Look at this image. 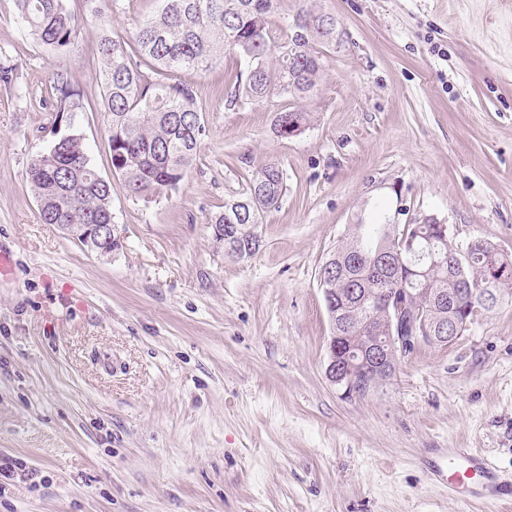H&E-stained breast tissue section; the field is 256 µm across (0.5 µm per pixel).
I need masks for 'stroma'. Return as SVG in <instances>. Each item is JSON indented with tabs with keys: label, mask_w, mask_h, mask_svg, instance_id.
<instances>
[{
	"label": "stroma",
	"mask_w": 512,
	"mask_h": 512,
	"mask_svg": "<svg viewBox=\"0 0 512 512\" xmlns=\"http://www.w3.org/2000/svg\"><path fill=\"white\" fill-rule=\"evenodd\" d=\"M342 32L301 134L292 99L228 106L240 59L181 73L205 135L176 189L146 202L112 175L92 61L99 21L49 53L0 0V456L24 476L0 512H512L460 503L420 467L477 448L512 484V289L447 347L416 346L392 380L350 398L326 376L318 273L358 218L435 215L459 246L512 257V0H316ZM112 182L119 244L91 252L43 223L26 178L55 119ZM286 191L227 257L211 218L269 162ZM313 117L312 112H307L302 106H293L283 112L276 113L274 120V132L279 135L295 136L302 132V129H288L289 125L303 127L304 130L310 125Z\"/></svg>",
	"instance_id": "stroma-1"
}]
</instances>
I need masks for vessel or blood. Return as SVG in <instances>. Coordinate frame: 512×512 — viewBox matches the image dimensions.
Masks as SVG:
<instances>
[{"label":"vessel or blood","mask_w":512,"mask_h":512,"mask_svg":"<svg viewBox=\"0 0 512 512\" xmlns=\"http://www.w3.org/2000/svg\"><path fill=\"white\" fill-rule=\"evenodd\" d=\"M429 479L445 486L461 502L480 500L492 504L506 491L491 458L472 448H437L424 461Z\"/></svg>","instance_id":"obj_1"}]
</instances>
